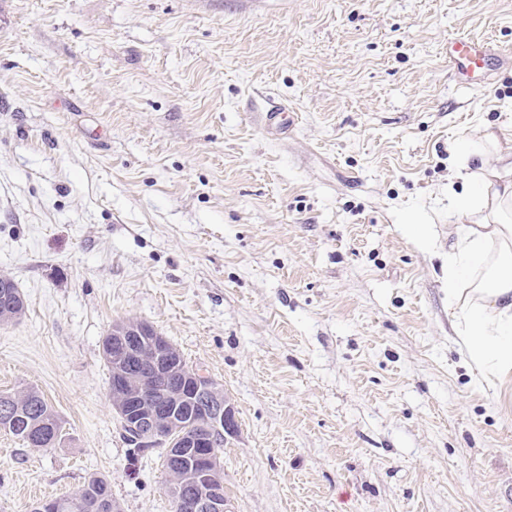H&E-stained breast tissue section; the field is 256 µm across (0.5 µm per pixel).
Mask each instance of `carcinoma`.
I'll list each match as a JSON object with an SVG mask.
<instances>
[{
    "label": "carcinoma",
    "instance_id": "cac0c4a2",
    "mask_svg": "<svg viewBox=\"0 0 512 512\" xmlns=\"http://www.w3.org/2000/svg\"><path fill=\"white\" fill-rule=\"evenodd\" d=\"M47 420L59 419L43 395L29 389L18 394L0 393V426L3 430L29 443L31 433L41 429ZM84 501V512H118L119 505L112 497L106 479L93 477L77 492Z\"/></svg>",
    "mask_w": 512,
    "mask_h": 512
}]
</instances>
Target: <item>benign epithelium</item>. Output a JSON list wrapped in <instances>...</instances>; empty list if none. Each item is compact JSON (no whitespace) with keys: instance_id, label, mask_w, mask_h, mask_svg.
Listing matches in <instances>:
<instances>
[{"instance_id":"7a95c632","label":"benign epithelium","mask_w":512,"mask_h":512,"mask_svg":"<svg viewBox=\"0 0 512 512\" xmlns=\"http://www.w3.org/2000/svg\"><path fill=\"white\" fill-rule=\"evenodd\" d=\"M112 407L123 430L133 434L142 448H162L171 457L189 459L194 489L177 505L186 512H232L219 477L217 454L209 444L227 440L237 432L233 406L223 388L210 376L184 365L177 348L151 325L131 320L112 323ZM137 338L150 345L153 373L131 379L126 361L133 354L127 343Z\"/></svg>"}]
</instances>
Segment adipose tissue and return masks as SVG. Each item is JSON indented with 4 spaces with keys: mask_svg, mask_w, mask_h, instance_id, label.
<instances>
[{
    "mask_svg": "<svg viewBox=\"0 0 512 512\" xmlns=\"http://www.w3.org/2000/svg\"><path fill=\"white\" fill-rule=\"evenodd\" d=\"M467 153L480 165L466 177L468 190L451 198L470 221L448 254V305L458 345L498 387L512 382V146L500 147L491 133Z\"/></svg>",
    "mask_w": 512,
    "mask_h": 512,
    "instance_id": "obj_1",
    "label": "adipose tissue"
}]
</instances>
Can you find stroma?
<instances>
[{
	"instance_id": "obj_1",
	"label": "stroma",
	"mask_w": 512,
	"mask_h": 512,
	"mask_svg": "<svg viewBox=\"0 0 512 512\" xmlns=\"http://www.w3.org/2000/svg\"><path fill=\"white\" fill-rule=\"evenodd\" d=\"M512 51V0H0V512L106 478L171 512L101 343L152 325L223 388L233 512H512V393L455 343L450 149L512 133V63L458 81L449 39ZM287 104L282 134L265 125ZM46 420L59 419L43 395L34 389L18 394L0 393V430L19 438L29 446L31 432L40 430ZM60 424V423H59Z\"/></svg>"
}]
</instances>
